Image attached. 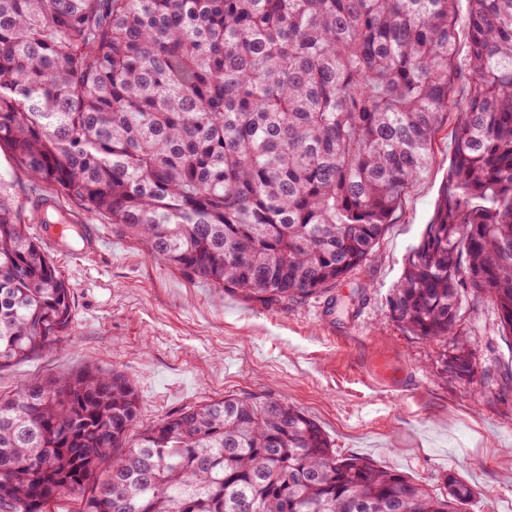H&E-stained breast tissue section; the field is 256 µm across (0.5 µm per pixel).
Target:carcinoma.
Here are the masks:
<instances>
[{
	"mask_svg": "<svg viewBox=\"0 0 512 512\" xmlns=\"http://www.w3.org/2000/svg\"><path fill=\"white\" fill-rule=\"evenodd\" d=\"M0 0V150L152 254L266 307L334 288L434 161L449 68L468 92L433 216L393 291L422 339L485 300L512 337V0ZM0 178V369L72 324L27 224H62ZM445 371L474 374L461 339ZM139 398L95 363L0 397V512H45L111 460L81 512H463L339 458L269 396L186 407L129 440ZM466 64V33L464 31L459 33V50L456 57L453 59L450 70L452 77L449 83L448 98L449 102L454 104L465 97L467 94V83L460 76V71L465 68Z\"/></svg>",
	"mask_w": 512,
	"mask_h": 512,
	"instance_id": "obj_1",
	"label": "carcinoma"
}]
</instances>
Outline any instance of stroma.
<instances>
[{
    "mask_svg": "<svg viewBox=\"0 0 512 512\" xmlns=\"http://www.w3.org/2000/svg\"><path fill=\"white\" fill-rule=\"evenodd\" d=\"M452 123L369 260L348 280L267 308L152 256L106 221L99 251L48 255L71 287L73 323L30 361L0 370V396L77 372L116 370L139 397L137 429L231 394L268 395L315 419L344 457L370 459L443 492L475 490L463 512H512V338L484 301L466 302L458 337L475 373L442 375L446 343L408 333L389 299L448 171Z\"/></svg>",
    "mask_w": 512,
    "mask_h": 512,
    "instance_id": "35a3bbf8",
    "label": "stroma"
}]
</instances>
